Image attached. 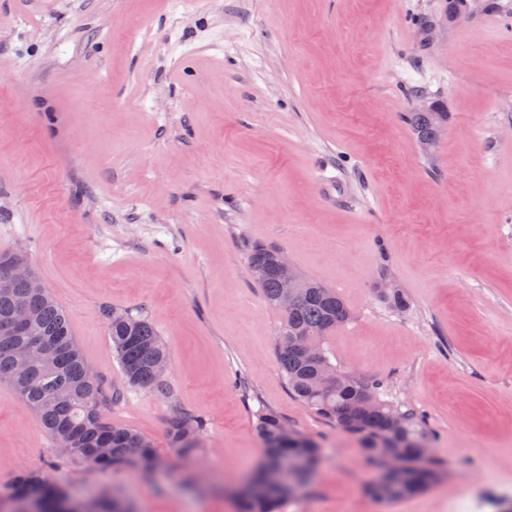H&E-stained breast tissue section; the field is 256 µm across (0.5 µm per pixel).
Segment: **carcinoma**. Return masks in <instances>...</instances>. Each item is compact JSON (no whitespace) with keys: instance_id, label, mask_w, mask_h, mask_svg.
Returning <instances> with one entry per match:
<instances>
[{"instance_id":"obj_1","label":"carcinoma","mask_w":512,"mask_h":512,"mask_svg":"<svg viewBox=\"0 0 512 512\" xmlns=\"http://www.w3.org/2000/svg\"><path fill=\"white\" fill-rule=\"evenodd\" d=\"M445 112H411L408 120L417 136L433 147L435 133ZM278 248L262 243L248 245L249 265L258 271L255 282L264 299L283 315L275 336V353L291 393L319 416L355 437L360 450L373 466L396 455L403 472L387 482H374L369 493L377 500L391 501L420 494L438 479L435 459L426 431L425 415L417 408L386 399L385 384L345 374L334 386L318 383V364L310 359L300 342L307 340L331 362L327 339L346 324L352 312L340 295L305 275L295 295L283 300L274 267ZM26 308L32 318L25 331L15 329L16 306ZM113 309H104L112 352L118 359L127 388H146L160 396H172L169 382L155 374V365L169 359L157 330L142 311L126 312L117 322ZM31 336H43L60 348L59 370L25 378L15 372V353ZM82 352L71 330L66 309L53 299L38 276L27 281L0 283V381L8 382L19 398L39 418L47 435L69 456L100 467L134 465L151 475L163 461L152 442L139 431L115 424L104 405L120 399L118 391L105 392L102 383L86 375ZM205 430L202 419L176 414L169 426V445L176 452L193 455ZM255 431L264 452L260 467L247 479L250 490L234 494L239 512H281L289 497L288 487L274 483L270 474L286 463L296 468V488L310 484L321 458V449L308 436L291 428L276 412L260 408ZM63 494L38 469L16 481L10 512H61Z\"/></svg>"}]
</instances>
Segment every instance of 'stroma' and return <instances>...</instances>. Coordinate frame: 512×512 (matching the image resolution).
Listing matches in <instances>:
<instances>
[{
  "label": "stroma",
  "instance_id": "35a3bbf8",
  "mask_svg": "<svg viewBox=\"0 0 512 512\" xmlns=\"http://www.w3.org/2000/svg\"><path fill=\"white\" fill-rule=\"evenodd\" d=\"M509 19L512 0H0V251L25 250L107 388L124 380L103 310L145 307L174 389L107 408L165 460L148 480L64 455L0 381V499L42 467L78 501L234 512L265 406L323 456L283 512L512 504ZM423 103L448 114L430 149L402 118ZM250 241L349 305L333 361L425 413L431 489L375 500L356 440L290 393ZM178 411L207 424L188 461Z\"/></svg>",
  "mask_w": 512,
  "mask_h": 512
}]
</instances>
